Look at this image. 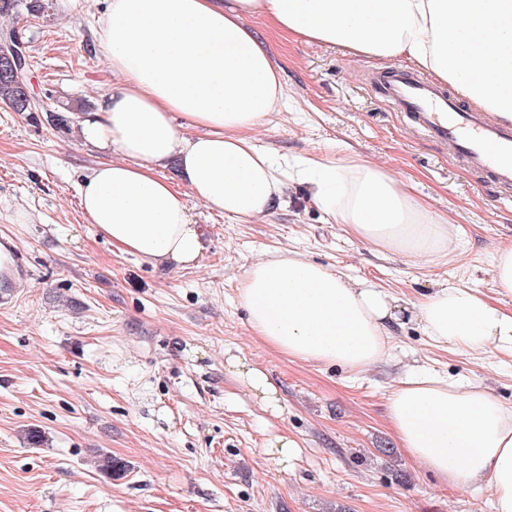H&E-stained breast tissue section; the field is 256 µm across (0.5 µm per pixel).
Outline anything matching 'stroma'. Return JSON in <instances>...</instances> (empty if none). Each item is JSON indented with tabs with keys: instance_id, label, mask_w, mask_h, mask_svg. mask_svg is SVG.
Wrapping results in <instances>:
<instances>
[{
	"instance_id": "1",
	"label": "stroma",
	"mask_w": 512,
	"mask_h": 512,
	"mask_svg": "<svg viewBox=\"0 0 512 512\" xmlns=\"http://www.w3.org/2000/svg\"><path fill=\"white\" fill-rule=\"evenodd\" d=\"M42 13L0 17L29 42L31 83L45 109L0 102V244L17 261L0 277V512H493L489 491L444 485L399 445L388 402L425 370L477 381L512 404V353L433 343L422 324L391 325L388 362L355 374L288 357L255 336L238 298L256 260L287 250L419 302L446 283L512 309L494 255L512 242V198L415 133L376 96L389 63L341 46L297 42L248 24L269 45L286 102L253 134L281 164L287 205L238 224L186 201L203 249L170 269L120 252L79 206V181L108 152L47 110L97 107L112 71L96 48L105 0H44ZM355 154L387 168L448 216L447 258L423 262L351 237L293 177L306 158ZM266 371L282 411H265L230 370ZM285 435L299 453L266 451ZM118 469L98 468L101 454ZM266 448H268V453L275 456L277 462L286 468L288 463L294 458L299 447L293 439L287 436H278L274 440L269 441Z\"/></svg>"
}]
</instances>
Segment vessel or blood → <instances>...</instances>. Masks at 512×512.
<instances>
[{
	"instance_id": "1",
	"label": "vessel or blood",
	"mask_w": 512,
	"mask_h": 512,
	"mask_svg": "<svg viewBox=\"0 0 512 512\" xmlns=\"http://www.w3.org/2000/svg\"><path fill=\"white\" fill-rule=\"evenodd\" d=\"M381 85L418 133L451 147L467 169L496 187L512 189V126L466 108L453 93L399 68L383 76Z\"/></svg>"
}]
</instances>
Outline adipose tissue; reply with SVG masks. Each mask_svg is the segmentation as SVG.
Here are the masks:
<instances>
[{"instance_id": "ef3b65f1", "label": "adipose tissue", "mask_w": 512, "mask_h": 512, "mask_svg": "<svg viewBox=\"0 0 512 512\" xmlns=\"http://www.w3.org/2000/svg\"><path fill=\"white\" fill-rule=\"evenodd\" d=\"M298 41L408 60L434 81L512 122V0H108L97 48L118 80L96 112L77 115L82 139L116 150L82 175L80 207L119 251L186 267L202 242L183 194L158 169L176 162L193 195L248 224L283 200L286 183L251 133L282 100L270 53L244 17ZM303 180L331 223L355 239L413 258L447 257V216L381 166L311 159ZM240 301L255 334L278 352L360 372L386 355L400 305L366 281L283 253L252 263ZM435 343L512 350V309L452 284L416 303ZM229 364L272 413L277 388L259 368ZM389 423L406 452L454 487L486 489L512 512V405L482 384L419 371L392 394Z\"/></svg>"}]
</instances>
